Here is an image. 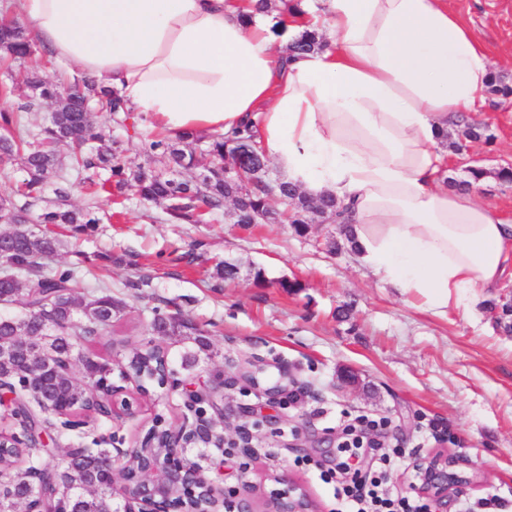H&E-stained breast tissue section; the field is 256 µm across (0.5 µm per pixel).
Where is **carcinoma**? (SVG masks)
Listing matches in <instances>:
<instances>
[{
    "label": "carcinoma",
    "instance_id": "1",
    "mask_svg": "<svg viewBox=\"0 0 512 512\" xmlns=\"http://www.w3.org/2000/svg\"><path fill=\"white\" fill-rule=\"evenodd\" d=\"M322 47V36L306 29L288 44V51L306 53ZM34 53L24 26L6 16L1 18L0 58L21 62ZM25 86L27 94L13 105L10 99L15 86L0 81V100L4 101L0 107V164L17 165L23 172L12 194L0 196V224L9 226L0 232V304L19 298L25 309L19 316L0 315V377L28 385L33 392L28 405L35 412L49 406H92L86 385L112 383V365L91 357L86 345L103 335L125 309L124 302L109 292L77 301L73 272L49 271L41 263L61 244L48 226L61 227L75 237L99 223L94 203L81 208L66 204L68 191L74 186L71 173L107 172L99 187L115 204H122L132 191L144 201L164 203L165 221L170 224H201L223 211L228 201L233 205L236 224L247 227L261 213L268 223L288 221L299 236L315 224L336 222L339 215L332 197L309 198L283 180L270 188L253 181L268 160L255 148L249 129L210 135L208 162L196 177H184V172L199 163L193 144L200 136L193 131L174 141L160 135L144 140V152L165 158V168H133L125 159L123 144L106 134L102 122L105 113L119 114L125 121L142 119L118 91L104 89L86 75L74 78L66 89L35 71L28 74ZM44 103L51 104L52 109L39 133L33 134L24 124V114ZM482 137L481 127L464 125L458 130L456 151ZM467 172L469 179L452 184L468 188L491 173L476 166ZM491 174L503 184H512V169L501 168ZM52 177L59 178L62 185L56 189V200L48 201L45 192ZM150 328L156 336L186 345L183 363L187 367L196 366L202 356L210 357L209 332L179 310L155 315ZM22 336L49 337L42 343L45 359L37 369L18 350ZM82 355L84 380L61 371L62 364ZM0 438V471L11 473L23 459L36 458V451L31 449L35 439L18 447L14 435L3 433ZM104 452L103 448H75L70 464L41 468L32 473V479L5 488L0 494V512H13L18 497L34 503L42 489L53 491L59 485L69 488L70 512H114L112 486L102 477L111 462Z\"/></svg>",
    "mask_w": 512,
    "mask_h": 512
}]
</instances>
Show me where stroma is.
I'll return each instance as SVG.
<instances>
[{
    "label": "stroma",
    "instance_id": "stroma-1",
    "mask_svg": "<svg viewBox=\"0 0 512 512\" xmlns=\"http://www.w3.org/2000/svg\"><path fill=\"white\" fill-rule=\"evenodd\" d=\"M448 5L476 35L492 73L512 84V0ZM461 119L485 137L450 153L446 177L512 165V97L487 93L483 107ZM96 202L100 224L63 237L50 266L76 271V297L107 288L125 302L121 320L90 345L98 357L123 362L157 345L179 382L221 388L222 412L207 415L233 449L209 460L191 448L188 462L224 486L250 484L255 500L297 486L318 512H334L321 474L336 461L344 426L364 417L375 421L372 434L390 462L362 454V472H386L390 486L414 498V464L442 451L474 477L449 494L447 512H512V331L497 322L499 305L512 300V258L476 314L452 307L437 317L362 270L350 249L330 253L337 225L299 236L286 224H235L227 211L206 224H167L162 205L134 196L121 210L105 193ZM221 260L239 267L234 282L215 277ZM259 269L262 284L254 279ZM169 307L210 332L212 356L193 369L181 366L182 344L151 333L155 310ZM283 366L303 387L300 400L271 405L233 382L250 369L265 387ZM145 386L136 419H89L87 438L112 435L131 448L155 420L179 428L189 414L183 397L153 380ZM242 428L252 435L246 454L233 445Z\"/></svg>",
    "mask_w": 512,
    "mask_h": 512
}]
</instances>
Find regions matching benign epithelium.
Returning <instances> with one entry per match:
<instances>
[{
	"label": "benign epithelium",
	"mask_w": 512,
	"mask_h": 512,
	"mask_svg": "<svg viewBox=\"0 0 512 512\" xmlns=\"http://www.w3.org/2000/svg\"><path fill=\"white\" fill-rule=\"evenodd\" d=\"M119 370L126 380L156 379L161 385L171 384L173 390L180 387L178 381H169L167 375L159 377L160 371L153 365L148 370H134L121 363ZM91 393L112 408L114 419L132 420L139 412L136 399L119 385L94 387ZM198 444L224 447V438L213 431L211 422L200 413L192 421L185 420L176 431L154 424L140 442V447L152 448L154 452L136 475H128L123 467L129 450L112 448L113 469L105 475V480L123 499V512H188L187 503L204 496L208 499L204 512H316L310 497L295 489L267 499L261 511L255 508L253 498L248 495L238 492L232 500L224 498V488L211 482L202 467L183 457L184 449ZM415 477L421 497L437 508L448 503V494L453 489L470 481L469 476L456 468V461L445 454L418 460Z\"/></svg>",
	"instance_id": "1"
}]
</instances>
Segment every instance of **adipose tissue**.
I'll list each match as a JSON object with an SVG mask.
<instances>
[{
	"instance_id": "adipose-tissue-1",
	"label": "adipose tissue",
	"mask_w": 512,
	"mask_h": 512,
	"mask_svg": "<svg viewBox=\"0 0 512 512\" xmlns=\"http://www.w3.org/2000/svg\"><path fill=\"white\" fill-rule=\"evenodd\" d=\"M59 65L120 92L150 128L255 131L285 181L336 199L359 265L435 315L494 290L512 221L442 188L450 116L483 104L490 63L448 0H295L293 22L234 0H15ZM321 50L289 56L306 29Z\"/></svg>"
}]
</instances>
